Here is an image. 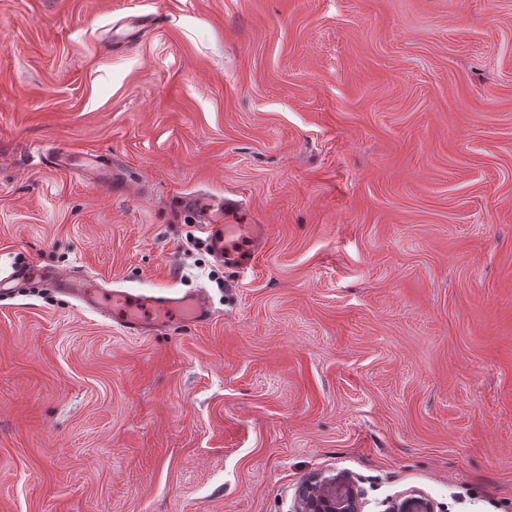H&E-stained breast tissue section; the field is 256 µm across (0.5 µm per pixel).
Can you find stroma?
Instances as JSON below:
<instances>
[{"mask_svg": "<svg viewBox=\"0 0 512 512\" xmlns=\"http://www.w3.org/2000/svg\"><path fill=\"white\" fill-rule=\"evenodd\" d=\"M189 194L261 226L244 278ZM27 261L214 316L0 296V512H293L336 474L362 512H512V0H0V274ZM161 16L147 15L135 16L128 19L125 27L115 32L112 35V47L115 48L117 44H123L127 47L135 44L138 35L147 28L158 27ZM180 207L189 212L194 223L199 224L198 229L210 232L211 246L214 255L224 258V233L227 234L232 224H216L221 221L222 212L224 210V201L210 200L205 205L201 204L200 199L193 197H182ZM218 231H220L219 234Z\"/></svg>", "mask_w": 512, "mask_h": 512, "instance_id": "stroma-1", "label": "stroma"}]
</instances>
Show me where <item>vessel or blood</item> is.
I'll list each match as a JSON object with an SVG mask.
<instances>
[{
    "label": "vessel or blood",
    "mask_w": 512,
    "mask_h": 512,
    "mask_svg": "<svg viewBox=\"0 0 512 512\" xmlns=\"http://www.w3.org/2000/svg\"><path fill=\"white\" fill-rule=\"evenodd\" d=\"M159 16H135L124 28L113 33V44L132 46L145 29L158 26ZM180 206L189 212L200 230L209 232L216 257L224 255V236L219 222L223 201L201 202L183 197ZM61 288L65 294L78 298L88 307L113 317L131 336H144L161 329L204 326L212 320L210 303L203 291L173 292L163 295L133 294L124 290L103 288L96 279L69 275L59 278L50 270L31 265L17 267L8 276L0 277V295H9L19 288Z\"/></svg>",
    "instance_id": "obj_1"
}]
</instances>
